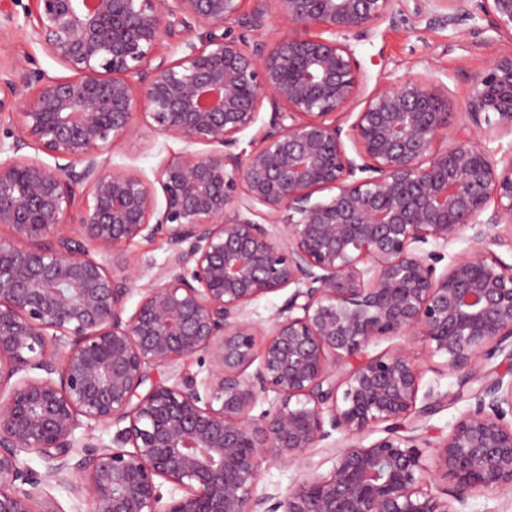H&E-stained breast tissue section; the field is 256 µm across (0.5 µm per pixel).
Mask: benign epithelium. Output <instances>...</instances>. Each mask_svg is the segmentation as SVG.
Segmentation results:
<instances>
[{
  "mask_svg": "<svg viewBox=\"0 0 512 512\" xmlns=\"http://www.w3.org/2000/svg\"><path fill=\"white\" fill-rule=\"evenodd\" d=\"M245 2L35 0L31 36L73 75L0 73V512H61L54 483L89 512H464L473 490L512 492V265L489 249L512 244V150L481 144L512 135V52L497 49L512 0H413L418 20L495 33L459 107L424 74L366 91L349 38L405 0ZM179 27L199 43L153 63ZM265 103L264 134L237 151ZM141 130L206 150L152 180L112 167ZM137 238L169 255L127 316L137 262L115 255ZM460 239L470 252L438 267ZM287 288L257 351L246 308ZM408 336L468 401L433 471L417 431L442 396L422 390ZM334 431L330 472L309 463L257 493L263 462Z\"/></svg>",
  "mask_w": 512,
  "mask_h": 512,
  "instance_id": "obj_1",
  "label": "benign epithelium"
}]
</instances>
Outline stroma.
Masks as SVG:
<instances>
[{
    "label": "stroma",
    "mask_w": 512,
    "mask_h": 512,
    "mask_svg": "<svg viewBox=\"0 0 512 512\" xmlns=\"http://www.w3.org/2000/svg\"><path fill=\"white\" fill-rule=\"evenodd\" d=\"M30 6V0H14L11 6L14 21L10 25L9 39L0 43V68L9 69L11 64L20 60L31 71H43L51 76L66 75V68L49 57L41 44L31 37L27 20ZM353 47L367 71L368 85H375L382 70L394 78L428 71L436 84L447 87L449 99L457 105L466 99L472 75L486 61L478 39L463 37L451 27L424 20L381 23L371 37L354 41ZM184 149V143L176 139L136 135L113 145L111 163L116 167L137 168L149 176L162 158L183 152ZM123 253L137 261L139 288L154 280L169 255L163 242L143 239L125 246ZM139 288L126 298L127 310L136 307L140 299ZM405 347L425 366L424 384L446 397L440 411L424 421L425 438L435 442L447 435L450 425L466 404L462 401L452 402L451 396L458 390L457 379L446 372L443 356L433 354L425 337H409Z\"/></svg>",
    "instance_id": "35a3bbf8"
}]
</instances>
